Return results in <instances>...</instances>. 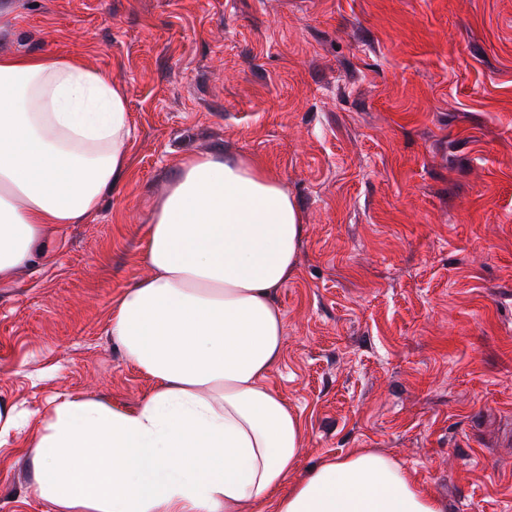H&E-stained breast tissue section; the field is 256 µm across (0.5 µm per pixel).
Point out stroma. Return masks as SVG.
<instances>
[{"label": "stroma", "instance_id": "35a3bbf8", "mask_svg": "<svg viewBox=\"0 0 512 512\" xmlns=\"http://www.w3.org/2000/svg\"><path fill=\"white\" fill-rule=\"evenodd\" d=\"M11 2L0 54L124 81L132 138L99 210L0 285V399L142 403L107 327L150 214L187 156L251 157L303 217L269 377L293 477L369 448L448 512H512V0ZM34 432L0 449V512H53L16 453Z\"/></svg>", "mask_w": 512, "mask_h": 512}]
</instances>
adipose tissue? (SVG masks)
Instances as JSON below:
<instances>
[{"mask_svg":"<svg viewBox=\"0 0 512 512\" xmlns=\"http://www.w3.org/2000/svg\"><path fill=\"white\" fill-rule=\"evenodd\" d=\"M130 136L123 81L68 56L0 55V283L98 210ZM302 238L259 162L187 157L149 224V274L108 325L152 390L134 408L54 398L25 455L32 494L55 512H447L366 448L291 479L303 429L267 380L283 347L275 292Z\"/></svg>","mask_w":512,"mask_h":512,"instance_id":"adipose-tissue-1","label":"adipose tissue"}]
</instances>
